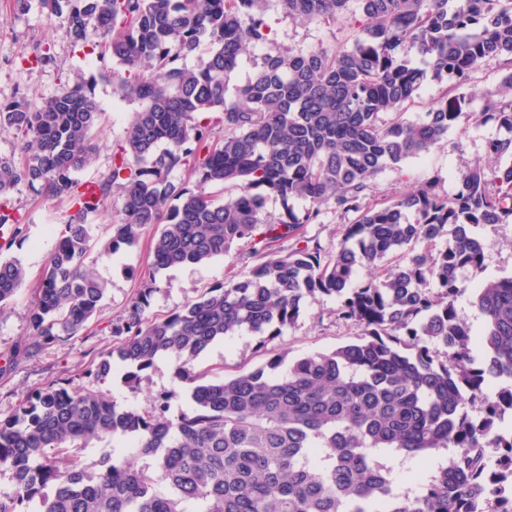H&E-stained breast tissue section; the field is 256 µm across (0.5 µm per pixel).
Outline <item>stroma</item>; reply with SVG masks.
Returning a JSON list of instances; mask_svg holds the SVG:
<instances>
[{"mask_svg":"<svg viewBox=\"0 0 512 512\" xmlns=\"http://www.w3.org/2000/svg\"><path fill=\"white\" fill-rule=\"evenodd\" d=\"M267 17L275 45L307 52L312 49L334 50L351 45L350 18L330 23L304 24L288 18L277 0H268ZM47 54L45 63H35V53ZM100 39L89 31L85 43L75 46L59 21L47 20L38 5L24 12L13 9L10 0H0V102L27 99L37 103L55 95L62 85L75 76L88 83L101 116L94 130L97 150L92 161L78 172L80 181H93L112 166L115 145L125 138L126 128L139 104L121 99L113 92L112 70L115 61H100ZM501 71L497 61L485 62L474 74L466 90L469 103L459 123L451 128L445 140L423 157L407 160L400 168H388L374 180L371 202L387 201L406 191L411 185L438 177L441 194H453L460 174L476 160L484 159L488 140L500 134L496 124L480 116L483 97L497 91ZM10 203L22 218L23 232L0 257L19 259L27 276L10 307L0 315V359L29 335L28 313L41 271L54 250L62 229L61 221L68 213L67 203L49 199L26 186H18L10 195ZM484 260L481 272L467 274V289L455 306L461 320L473 333H481L485 320L474 302L473 286L491 279L512 276V221L496 232L484 235ZM149 238L116 255L98 256L96 274L105 284V294L88 327L70 340L46 347L33 360L19 364L0 374V419L10 417L18 403L33 389L60 377H74L84 391L109 394L119 405L147 408L152 397L173 391L177 397L172 413L187 407L191 386L175 373V361L158 360L142 372L139 390L122 383L120 374L106 381L85 377L91 363L111 351L115 339L112 322L121 316L136 296L143 277L148 274ZM250 240L237 241L224 254L201 266L174 267L156 275V291L150 299V311L165 315L194 302L209 287L230 279H241L249 271ZM331 296L306 299L296 322L272 340L271 353L295 359L314 352H326L336 346L356 341L361 332L351 322L337 320ZM256 339L243 333L229 341L215 342L196 360L198 369L226 368L249 370L262 364L255 352Z\"/></svg>","mask_w":512,"mask_h":512,"instance_id":"stroma-1","label":"stroma"}]
</instances>
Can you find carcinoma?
I'll return each mask as SVG.
<instances>
[{"label": "carcinoma", "instance_id": "obj_1", "mask_svg": "<svg viewBox=\"0 0 512 512\" xmlns=\"http://www.w3.org/2000/svg\"><path fill=\"white\" fill-rule=\"evenodd\" d=\"M291 18L336 20L358 6L352 45L332 52L273 45L266 0H38L76 45L98 31L100 59L121 97L136 100L112 169L98 182L75 173L94 151L99 117L83 79L39 104L0 106V130L22 137L21 161L0 157V227L20 220L8 195L26 185L65 199L68 215L29 311L30 342L15 359L68 340L86 327L104 297L89 257L131 247L153 228L151 267L201 265L233 243L261 247L241 280L216 284L179 311L149 312L155 282L112 323V351L83 375L104 381L124 369L134 389L156 359L173 355L193 384L190 405L170 413V395L141 411L60 378L32 390L0 420V469L13 490L0 512H512V277L479 285L485 327L475 338L456 314L462 274L482 269L481 228L512 217V0H277ZM209 48L197 69L179 61ZM263 47L251 78L230 87L248 49ZM499 61V89L482 116L504 135L486 153L511 163H476L455 193L430 179L394 200L370 204L373 179L444 140L468 104L472 74ZM430 81L445 95L416 122L401 111ZM212 113L219 114L215 119ZM190 168L194 187L169 180ZM121 222L97 245L87 219L113 187ZM284 204L276 224L261 220L269 197ZM356 214L334 253L300 233L322 209ZM453 230H448V227ZM445 245L438 246L445 236ZM294 241L288 253L274 243ZM423 243L405 263L390 256ZM25 277L0 259V312ZM336 297V318L362 328L355 343L290 362L275 355L231 378H213L194 361L214 342L243 331L258 348L298 318L316 295ZM484 416L473 420L468 406ZM112 436L146 459L107 456L88 476L82 444ZM455 453L418 491L396 487L394 456Z\"/></svg>", "mask_w": 512, "mask_h": 512}]
</instances>
